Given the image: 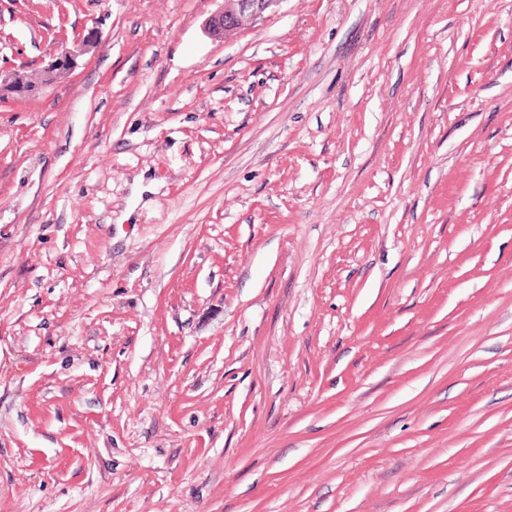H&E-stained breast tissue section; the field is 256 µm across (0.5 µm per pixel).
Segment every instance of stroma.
<instances>
[{
  "label": "stroma",
  "mask_w": 512,
  "mask_h": 512,
  "mask_svg": "<svg viewBox=\"0 0 512 512\" xmlns=\"http://www.w3.org/2000/svg\"><path fill=\"white\" fill-rule=\"evenodd\" d=\"M0 0V512H512V0ZM281 2L282 0H224V8L208 19V29L215 36L230 34L245 21L261 18ZM93 36H88L72 48L64 47L55 54L50 63L41 72L30 73L26 69L15 70L11 80L7 83H0V97L5 95H28L32 96L39 92L44 86L52 84L63 74H70L78 65L77 60L93 47Z\"/></svg>",
  "instance_id": "35a3bbf8"
}]
</instances>
